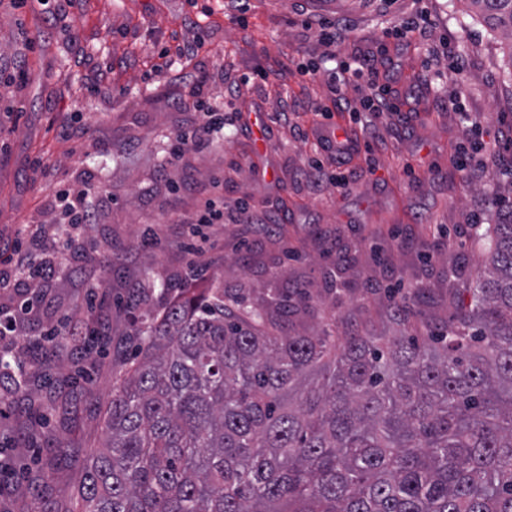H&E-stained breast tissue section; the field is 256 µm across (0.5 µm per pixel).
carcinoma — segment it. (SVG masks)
Instances as JSON below:
<instances>
[{
	"instance_id": "cac0c4a2",
	"label": "carcinoma",
	"mask_w": 512,
	"mask_h": 512,
	"mask_svg": "<svg viewBox=\"0 0 512 512\" xmlns=\"http://www.w3.org/2000/svg\"><path fill=\"white\" fill-rule=\"evenodd\" d=\"M470 3L512 40V0ZM505 214L472 307L434 344L269 332L213 287L142 314L82 512H512Z\"/></svg>"
}]
</instances>
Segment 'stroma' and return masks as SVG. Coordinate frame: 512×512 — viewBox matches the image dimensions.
Segmentation results:
<instances>
[{
    "instance_id": "stroma-1",
    "label": "stroma",
    "mask_w": 512,
    "mask_h": 512,
    "mask_svg": "<svg viewBox=\"0 0 512 512\" xmlns=\"http://www.w3.org/2000/svg\"><path fill=\"white\" fill-rule=\"evenodd\" d=\"M314 21L348 29L328 45ZM442 40L464 77L434 58ZM384 53L400 114L362 111L361 79L346 111L320 113L330 70ZM0 67L29 73L0 83V309L17 314L0 357L18 381L0 404V512H81L133 321L192 267L255 313L305 284L298 333L422 341L468 308L512 202V41L468 0H0ZM198 72L224 129L173 161L200 121L182 104ZM68 193L93 224L67 223ZM208 203L226 219L193 257ZM83 323L98 337L76 349Z\"/></svg>"
}]
</instances>
